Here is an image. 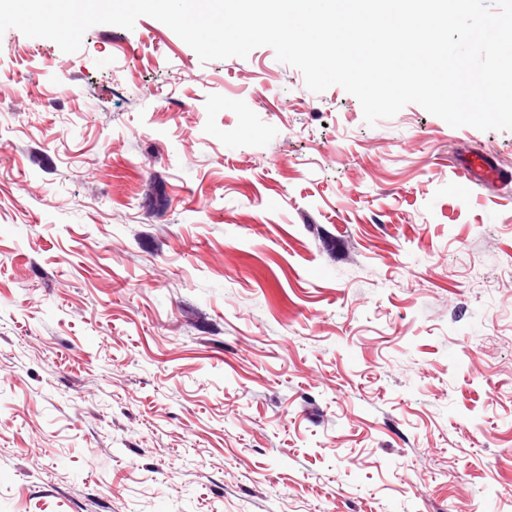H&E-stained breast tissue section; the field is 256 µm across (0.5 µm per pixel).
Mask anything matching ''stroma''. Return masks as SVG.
I'll return each mask as SVG.
<instances>
[{
	"instance_id": "1",
	"label": "stroma",
	"mask_w": 512,
	"mask_h": 512,
	"mask_svg": "<svg viewBox=\"0 0 512 512\" xmlns=\"http://www.w3.org/2000/svg\"><path fill=\"white\" fill-rule=\"evenodd\" d=\"M0 81V512H512V131L148 16ZM469 158L455 165L459 189L464 194L483 188L494 182L500 183L503 173L490 154L481 146H475Z\"/></svg>"
}]
</instances>
